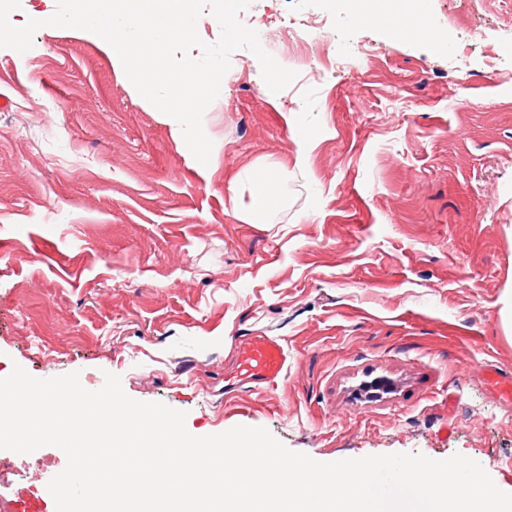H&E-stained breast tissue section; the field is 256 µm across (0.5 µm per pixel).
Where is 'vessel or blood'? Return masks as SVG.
I'll list each match as a JSON object with an SVG mask.
<instances>
[{
  "label": "vessel or blood",
  "instance_id": "obj_1",
  "mask_svg": "<svg viewBox=\"0 0 512 512\" xmlns=\"http://www.w3.org/2000/svg\"><path fill=\"white\" fill-rule=\"evenodd\" d=\"M287 363L288 352L280 339L273 336H252L239 347L238 363L233 377L237 385L257 388L275 383L286 370Z\"/></svg>",
  "mask_w": 512,
  "mask_h": 512
}]
</instances>
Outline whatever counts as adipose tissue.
Wrapping results in <instances>:
<instances>
[{
  "instance_id": "ef3b65f1",
  "label": "adipose tissue",
  "mask_w": 512,
  "mask_h": 512,
  "mask_svg": "<svg viewBox=\"0 0 512 512\" xmlns=\"http://www.w3.org/2000/svg\"><path fill=\"white\" fill-rule=\"evenodd\" d=\"M234 187L232 209L240 220L249 222L257 220L277 200L281 180L276 172L254 166L236 177Z\"/></svg>"
}]
</instances>
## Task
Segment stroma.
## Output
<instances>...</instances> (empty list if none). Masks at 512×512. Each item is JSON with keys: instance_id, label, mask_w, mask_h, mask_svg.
<instances>
[{"instance_id": "1", "label": "stroma", "mask_w": 512, "mask_h": 512, "mask_svg": "<svg viewBox=\"0 0 512 512\" xmlns=\"http://www.w3.org/2000/svg\"><path fill=\"white\" fill-rule=\"evenodd\" d=\"M436 40H391L348 0H253L274 52L311 15L277 103L233 53L199 163L85 30L0 48V378L79 372L185 412L202 437L268 429L331 463L459 453L512 493V0H423ZM474 76L457 86L459 72ZM260 163L282 195L256 223L226 207ZM281 339L288 369L224 390L236 346ZM45 472L14 512H56Z\"/></svg>"}]
</instances>
